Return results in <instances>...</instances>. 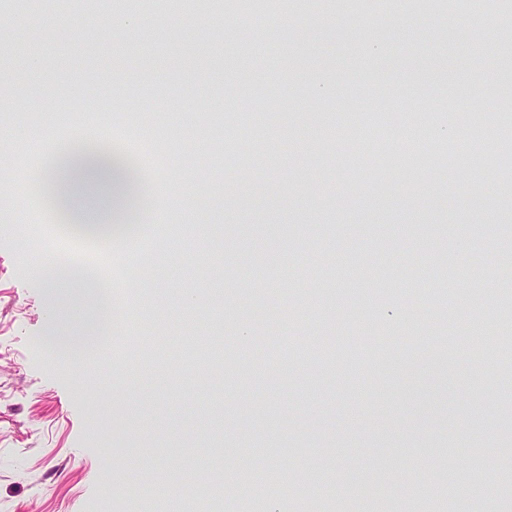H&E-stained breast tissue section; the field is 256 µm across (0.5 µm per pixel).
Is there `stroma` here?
<instances>
[{"instance_id":"obj_1","label":"stroma","mask_w":512,"mask_h":512,"mask_svg":"<svg viewBox=\"0 0 512 512\" xmlns=\"http://www.w3.org/2000/svg\"><path fill=\"white\" fill-rule=\"evenodd\" d=\"M117 16L144 27L121 68ZM511 24L512 0L479 22L448 0H278L258 20L224 0H0V512H466L443 488L475 458L483 512H512V390L488 362L512 363V326L493 349L475 331L512 281ZM160 103L141 159L164 222L112 248L149 289L116 296L121 353L59 360L49 337L88 314L41 279L52 243L15 189L13 131L136 139ZM476 126L473 167L456 146ZM201 337L220 366L197 370Z\"/></svg>"}]
</instances>
